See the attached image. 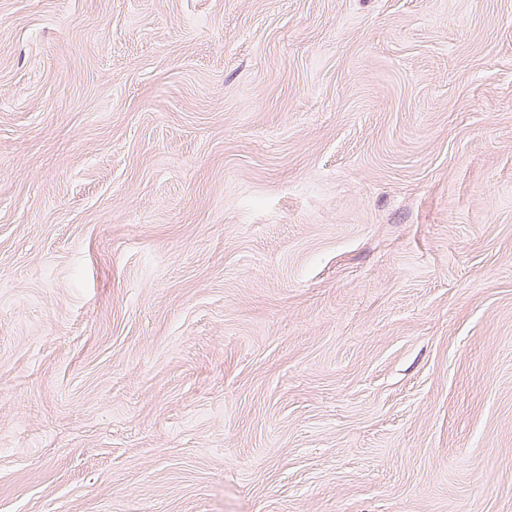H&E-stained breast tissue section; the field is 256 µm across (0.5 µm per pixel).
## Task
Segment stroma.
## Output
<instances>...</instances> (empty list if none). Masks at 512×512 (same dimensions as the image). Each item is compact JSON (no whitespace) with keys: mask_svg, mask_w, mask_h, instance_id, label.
I'll return each mask as SVG.
<instances>
[{"mask_svg":"<svg viewBox=\"0 0 512 512\" xmlns=\"http://www.w3.org/2000/svg\"><path fill=\"white\" fill-rule=\"evenodd\" d=\"M0 512H512V0H0Z\"/></svg>","mask_w":512,"mask_h":512,"instance_id":"1","label":"stroma"}]
</instances>
